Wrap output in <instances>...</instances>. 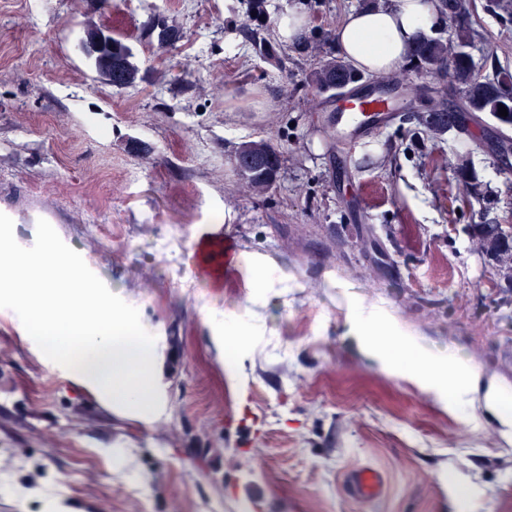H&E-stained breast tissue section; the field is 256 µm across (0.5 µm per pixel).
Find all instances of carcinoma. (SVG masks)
Wrapping results in <instances>:
<instances>
[{
    "label": "carcinoma",
    "mask_w": 512,
    "mask_h": 512,
    "mask_svg": "<svg viewBox=\"0 0 512 512\" xmlns=\"http://www.w3.org/2000/svg\"><path fill=\"white\" fill-rule=\"evenodd\" d=\"M461 0H440L443 10L454 19V35L451 40L424 37L409 53V61L418 68L434 71L448 66L451 77L462 90V110L470 113H486L503 128H512V72L501 67L491 75L482 72L472 58L469 49L474 43V29L467 12L459 6ZM248 21L254 26L248 29L250 40L261 50L271 48L268 39L265 0H248ZM84 38H98L101 47L89 57L92 66L104 76L112 87L126 89L141 80L140 68L132 61L131 49L125 42L90 25L84 30ZM180 38V30L163 21L159 24L158 46L167 48ZM309 83L321 92L341 89L356 81V71L346 61L326 57L308 73ZM505 107L508 116L498 114ZM419 123L434 137H441L448 130V113L433 109L420 117ZM235 170L243 188L252 195H265L275 183L281 162V151L265 139L245 141L234 153ZM456 180L471 195L477 194L478 178L472 168L469 152L455 151L452 163ZM478 247L494 255L500 266L512 274V228L499 224L476 225Z\"/></svg>",
    "instance_id": "1"
}]
</instances>
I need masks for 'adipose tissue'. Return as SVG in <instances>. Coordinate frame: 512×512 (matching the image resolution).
Here are the masks:
<instances>
[{
    "mask_svg": "<svg viewBox=\"0 0 512 512\" xmlns=\"http://www.w3.org/2000/svg\"><path fill=\"white\" fill-rule=\"evenodd\" d=\"M441 21L437 0H377L375 6L350 10L343 17L336 31L338 47L354 69L385 76L399 66L421 33ZM351 330L363 349L393 373L412 372L424 386L451 391L456 397L482 392L485 407L496 413L506 433H512V412L505 404L512 393L498 380L441 358L419 357L405 364L401 354L411 350V343L374 316L355 314Z\"/></svg>",
    "mask_w": 512,
    "mask_h": 512,
    "instance_id": "adipose-tissue-1",
    "label": "adipose tissue"
}]
</instances>
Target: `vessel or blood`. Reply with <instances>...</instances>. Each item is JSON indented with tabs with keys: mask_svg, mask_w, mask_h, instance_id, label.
Returning <instances> with one entry per match:
<instances>
[{
	"mask_svg": "<svg viewBox=\"0 0 512 512\" xmlns=\"http://www.w3.org/2000/svg\"><path fill=\"white\" fill-rule=\"evenodd\" d=\"M394 102L386 96L365 94L353 97L338 108L330 127L337 142L345 143L362 134L372 124L388 125L394 120ZM385 489L383 473L364 466L350 471L345 478V491L353 498L371 501L381 497Z\"/></svg>",
	"mask_w": 512,
	"mask_h": 512,
	"instance_id": "obj_1",
	"label": "vessel or blood"
}]
</instances>
